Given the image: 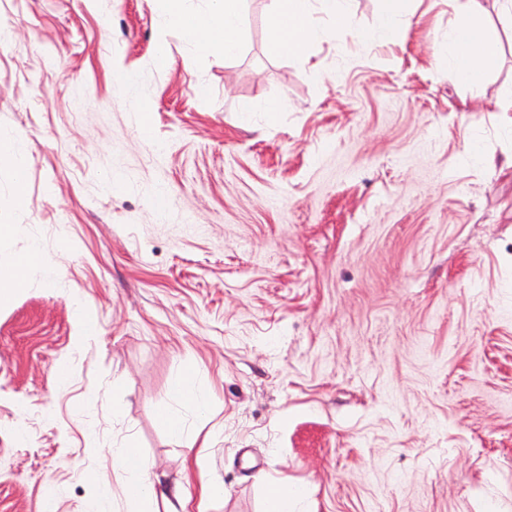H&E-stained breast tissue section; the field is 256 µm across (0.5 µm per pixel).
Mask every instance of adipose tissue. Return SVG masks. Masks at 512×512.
<instances>
[{
    "label": "adipose tissue",
    "mask_w": 512,
    "mask_h": 512,
    "mask_svg": "<svg viewBox=\"0 0 512 512\" xmlns=\"http://www.w3.org/2000/svg\"><path fill=\"white\" fill-rule=\"evenodd\" d=\"M167 20L179 28L198 51L219 52L225 59L236 57L243 46L246 0H207L204 7L192 8L188 0H160ZM473 16L471 24L457 28L451 38L448 59L458 79L468 85H480L499 60L498 45L482 23L487 9L485 0H467ZM333 18L337 27L352 28L350 0H271L268 49L275 55L300 54L318 30L315 9ZM0 160L7 162L13 177V201L24 207L27 189V163L18 135L0 129ZM44 267V247L32 243L16 255L6 274L0 275V303L7 301L14 288L23 285ZM114 467L122 474V495L135 502L138 512H153L158 495L144 473L141 454L128 445L112 451Z\"/></svg>",
    "instance_id": "1"
}]
</instances>
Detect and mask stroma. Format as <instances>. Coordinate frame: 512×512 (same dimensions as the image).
I'll return each mask as SVG.
<instances>
[{
	"label": "stroma",
	"instance_id": "obj_1",
	"mask_svg": "<svg viewBox=\"0 0 512 512\" xmlns=\"http://www.w3.org/2000/svg\"><path fill=\"white\" fill-rule=\"evenodd\" d=\"M268 6L226 61L157 0H0L28 166L19 209L0 163V272L36 240L48 270L0 305V512H132L127 441L160 490L195 461L207 512H262L260 474L295 512H512V31L488 0L473 90L445 52L465 0H407L389 41L351 0L298 56L268 52ZM188 364L210 401L175 439Z\"/></svg>",
	"mask_w": 512,
	"mask_h": 512
}]
</instances>
